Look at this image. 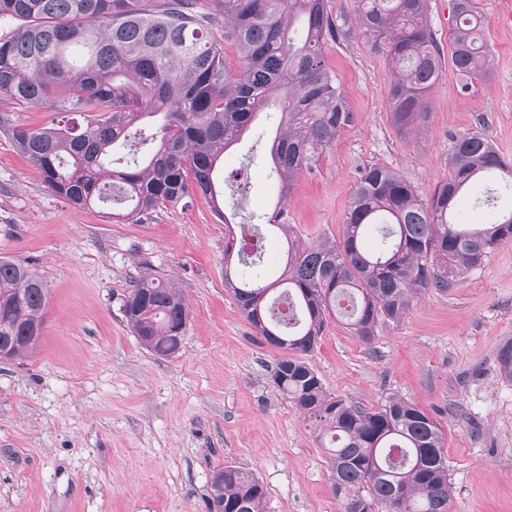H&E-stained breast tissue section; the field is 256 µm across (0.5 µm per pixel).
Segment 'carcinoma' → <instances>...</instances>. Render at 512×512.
Returning a JSON list of instances; mask_svg holds the SVG:
<instances>
[{"mask_svg": "<svg viewBox=\"0 0 512 512\" xmlns=\"http://www.w3.org/2000/svg\"><path fill=\"white\" fill-rule=\"evenodd\" d=\"M0 0V20L25 24L0 36V95L41 106L39 128L10 124L18 152L37 166L55 195L78 207L110 202L116 217L138 221L203 197L223 215L218 173L224 150L256 118L275 113L273 171L287 182L331 147L351 112L325 63L334 34L326 0ZM428 0H357L361 26L396 70L390 118L399 133L425 123L441 73L440 49L427 24ZM451 63L471 77L489 73L484 20L473 0H454ZM239 52L228 74L214 25ZM85 115L80 126L69 113ZM448 180L426 199L394 170L360 171L341 234L304 242L290 225L286 264L268 280L262 246H224V287L244 320L282 351L272 383L318 431L332 491L343 512H448L452 488L445 434L418 405L390 396L368 409L330 394L305 361L326 316L366 344L380 323H398L411 302L448 278L482 265L512 239V209L491 224H463L456 199L471 184L499 177L512 189V163L481 132L455 139ZM123 317L153 355L176 356L190 310L172 285L150 275L125 294ZM47 289L29 265L0 258V346L19 358L38 344ZM500 376L512 381V341L498 350ZM268 491L252 471H212L208 499L224 512H265Z\"/></svg>", "mask_w": 512, "mask_h": 512, "instance_id": "carcinoma-1", "label": "carcinoma"}]
</instances>
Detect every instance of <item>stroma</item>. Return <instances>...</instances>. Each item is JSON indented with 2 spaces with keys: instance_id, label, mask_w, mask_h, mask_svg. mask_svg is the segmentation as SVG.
Masks as SVG:
<instances>
[{
  "instance_id": "1",
  "label": "stroma",
  "mask_w": 512,
  "mask_h": 512,
  "mask_svg": "<svg viewBox=\"0 0 512 512\" xmlns=\"http://www.w3.org/2000/svg\"><path fill=\"white\" fill-rule=\"evenodd\" d=\"M475 5L490 73L458 74L453 0H429L441 76L427 122L404 136L387 103L393 69L363 32L355 0H327L335 33L324 58L351 122L283 198L269 154L277 125L258 118L224 153L220 217L201 198L137 223L71 205L0 132V256L30 264L48 290L40 346L0 362V512H207L211 472L230 464L264 481L266 512H342L314 429L271 381L277 351L224 288V242L240 225H262L275 277L287 250L268 224L276 207L305 241L333 238L365 164L388 166L425 197L447 180L462 134L486 133L512 160V22H499L501 0ZM147 271L190 308L173 358L144 350L120 310ZM510 339L512 240L447 288L419 295L400 322L378 325L372 343L328 316L306 360L332 394L368 408L395 395L440 423L449 512H512V382L496 362Z\"/></svg>"
}]
</instances>
